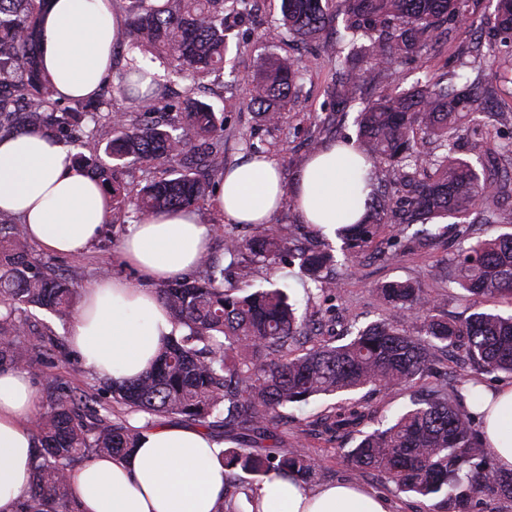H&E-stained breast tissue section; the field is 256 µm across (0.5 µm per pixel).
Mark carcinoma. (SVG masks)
Wrapping results in <instances>:
<instances>
[{
    "mask_svg": "<svg viewBox=\"0 0 512 512\" xmlns=\"http://www.w3.org/2000/svg\"><path fill=\"white\" fill-rule=\"evenodd\" d=\"M466 0H282V24L288 35L321 40L330 20L345 16V30L376 31L366 54L380 64L386 53L407 55L433 39L449 38L441 25L466 16ZM43 0H0V131L40 132L80 149V169L112 198L109 223L140 220L153 214L189 209L206 199L205 172L223 166L224 118L194 97V86L175 99L164 83L197 76L224 77L230 60L225 15L241 16L246 0H123L129 26L118 33L140 55H130L116 75L115 90L148 82L130 111L115 112L110 101L55 98L39 66V14ZM495 29L500 43L512 44V0H496ZM473 60L460 63L475 77L457 86L460 74L445 71L409 93L387 94L363 105L358 115L362 154L372 165L391 168L410 187L400 205L407 224L424 229L410 238L415 249L438 238L444 228L425 225L440 219L485 215L489 230L452 259L448 280L464 292L471 313L450 319L440 302L410 281L377 288L399 317L357 329L343 344H319L300 355L291 347L312 336L315 316L300 315L278 287L251 289L255 272L269 269L286 255L300 273L323 283L324 271L338 264L334 247L302 248L268 225L248 242L224 236L229 264L210 254L200 260L203 277L163 284L159 297L177 334L164 342L154 367L132 380H107L112 402L131 414L179 418L205 430L222 424L250 439L273 437L270 424L279 409L314 397L369 389H409L430 378L423 398L391 421L376 420L357 402H344L313 425L336 435L359 434L342 450L358 470L381 473L396 491L443 495L448 512H465L483 487L512 498V474L487 464L488 448L476 428V416L464 403L478 399L448 378V351L463 352L462 362L487 373H512V314L485 309V302L512 296V233L494 231L493 216L512 196V140L499 137L486 109L497 106V92L482 82V43ZM302 80L294 62L270 56L253 78L246 108L268 122L296 93ZM360 76L338 69L329 94L337 111L358 100ZM480 131L474 142L477 163L454 157L455 135L463 125ZM89 150L85 155L83 150ZM162 176L136 188L114 178L117 163ZM490 171L479 173L476 165ZM391 198L372 188L369 212L341 230L344 261H354L385 223ZM79 304L72 283L31 258L23 225L0 210V367L34 373V355H65L50 327L28 316L46 309L66 323ZM416 315L419 328H403V316ZM150 423L132 425L112 418L94 390H60L40 415V448L35 480L16 512H79L68 472L93 457L127 454ZM227 488L239 489L235 470L266 477L277 471L303 483L318 464L302 449L266 448L249 452L229 447L221 454Z\"/></svg>",
    "mask_w": 512,
    "mask_h": 512,
    "instance_id": "cac0c4a2",
    "label": "carcinoma"
}]
</instances>
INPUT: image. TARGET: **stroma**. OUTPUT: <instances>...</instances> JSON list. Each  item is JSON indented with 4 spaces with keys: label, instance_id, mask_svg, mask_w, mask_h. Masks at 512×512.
I'll return each instance as SVG.
<instances>
[{
    "label": "stroma",
    "instance_id": "1",
    "mask_svg": "<svg viewBox=\"0 0 512 512\" xmlns=\"http://www.w3.org/2000/svg\"><path fill=\"white\" fill-rule=\"evenodd\" d=\"M252 14L239 22L237 45L233 49L236 83H216L203 80L198 84L196 96L212 104L224 114V163L232 165L245 155L242 135H250L262 154L277 162L285 183H292L296 174L311 155V139L326 145L335 141H353L357 138V110L347 113L336 111L326 88L341 61L356 63L364 79L362 96L374 99L395 88H410L425 82L433 74L447 70L454 56L463 52L475 38L496 43L493 25L492 0H469L467 21L454 23L449 41H437L410 56H392L385 64H372L364 55L369 40L366 36L350 35L343 21H335L321 42L302 43L288 36H276L281 18V0H250ZM278 55L300 62L307 70L301 91L288 102L278 123L271 124L246 109L243 98L253 77L268 55ZM202 224L211 231V251L224 252L225 232H234L238 240L256 234L253 225L229 227L212 200H205L195 209ZM129 230L128 225L103 226L89 251L79 259L45 251L39 245L30 250L38 263L48 265L66 274L78 292H85L100 278L109 274L141 286L137 273L125 265L119 245ZM480 225L471 231L459 232L452 238H443L433 246L419 252L408 250L412 235L398 215L388 214L386 226L380 235L366 247L355 263L336 269L341 283L335 291L319 293L315 284L302 279L296 267L279 265L273 272L276 285L285 289L299 309L322 312L324 326L320 338L337 340L339 336L357 327L393 318V310L378 293L380 285L394 280L419 282L431 297L437 298L449 315H461L466 305L460 300V291L448 282L440 270L450 262L459 249L469 246L472 234L481 233ZM67 382L76 390L96 389L97 381L77 357L69 361H41L37 375L32 378L40 402H47L57 381ZM335 400L316 397L302 404L282 408V419L274 431L280 448H304L319 464L314 486L330 482L349 481L385 495L391 502L392 512H447L439 496L421 497L395 492L379 473L355 471L341 456L342 449L354 447L357 436L338 437L315 430L314 420L330 412Z\"/></svg>",
    "mask_w": 512,
    "mask_h": 512
}]
</instances>
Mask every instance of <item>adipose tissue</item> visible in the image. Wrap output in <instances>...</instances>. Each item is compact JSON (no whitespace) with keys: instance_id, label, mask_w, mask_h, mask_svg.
<instances>
[{"instance_id":"1","label":"adipose tissue","mask_w":512,"mask_h":512,"mask_svg":"<svg viewBox=\"0 0 512 512\" xmlns=\"http://www.w3.org/2000/svg\"><path fill=\"white\" fill-rule=\"evenodd\" d=\"M124 20L112 0H48L40 17L42 66L57 96L92 95L112 72ZM73 150L39 133L0 138V209L12 212L29 240L82 257L107 222V191L75 164ZM369 171L347 142L310 156L291 186L277 163L247 156L226 170L217 210L234 224H266L283 205L301 223L331 235L366 211ZM210 232L193 210L153 215L133 224L121 244L124 262L149 280L184 276L209 251ZM173 320L155 290L116 277L100 278L83 296L69 343L99 378H134L158 356ZM37 396L27 373L0 369V512H16L30 490L39 446ZM480 415L486 447L502 474L512 473V381L470 403ZM220 446L204 431L160 425L145 431L126 455L97 458L69 474L80 512H216L224 498ZM255 512H391L389 501L354 482L313 489L270 473Z\"/></svg>"}]
</instances>
